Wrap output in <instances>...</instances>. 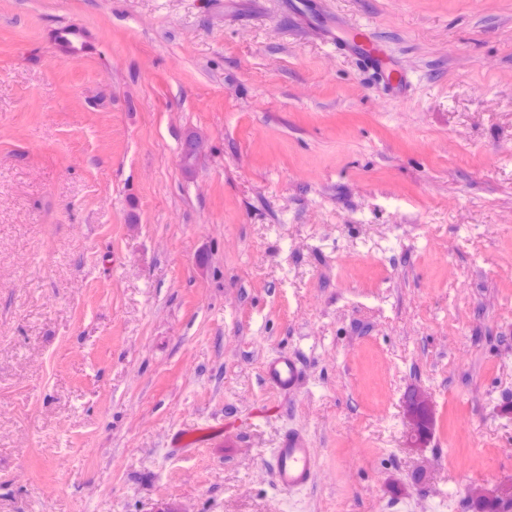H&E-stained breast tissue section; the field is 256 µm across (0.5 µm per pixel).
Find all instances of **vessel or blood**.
<instances>
[{"mask_svg": "<svg viewBox=\"0 0 512 512\" xmlns=\"http://www.w3.org/2000/svg\"><path fill=\"white\" fill-rule=\"evenodd\" d=\"M337 48L355 57L362 66L384 76L389 97L404 95L407 88L405 72L393 65L381 47L359 26H349L332 35ZM301 368L295 356L283 353L269 360L262 371L264 382L282 393L293 392L299 383ZM272 469L277 485L292 491L307 484L312 476L313 454L304 439L289 434L281 448L275 449Z\"/></svg>", "mask_w": 512, "mask_h": 512, "instance_id": "obj_1", "label": "vessel or blood"}]
</instances>
